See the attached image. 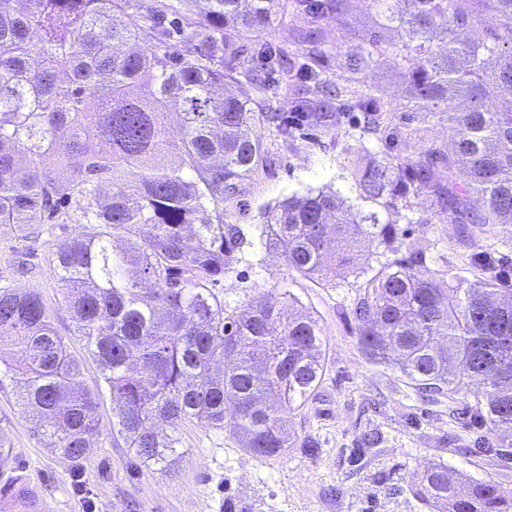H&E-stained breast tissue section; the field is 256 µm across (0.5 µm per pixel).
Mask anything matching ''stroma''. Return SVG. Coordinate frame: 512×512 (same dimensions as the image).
I'll list each match as a JSON object with an SVG mask.
<instances>
[{"instance_id": "obj_1", "label": "stroma", "mask_w": 512, "mask_h": 512, "mask_svg": "<svg viewBox=\"0 0 512 512\" xmlns=\"http://www.w3.org/2000/svg\"><path fill=\"white\" fill-rule=\"evenodd\" d=\"M347 3V9L318 20L303 10L273 17L261 39L277 44L287 31L318 28L332 50L323 68L334 77L361 57L366 39L377 38L386 53L367 79L386 100L405 103L398 61L414 41L402 21L403 0ZM259 134L269 150L268 161L224 199V221L238 226L242 243L234 270L213 291L229 315L246 308L258 292L287 291L317 320L325 371L305 405L288 417L298 447L259 458L241 448L230 431L193 423L180 430L178 464L167 470L144 466L113 433L112 405L107 402L99 436L75 463L34 432L18 403L15 382L5 378L0 380V447L8 451L7 466L20 473L26 494L36 500L39 512H226L231 502L249 506L251 512H429L415 487L432 463L446 465L451 476L487 481L512 494V460L479 450L481 431L464 413L468 396L421 400L395 370L368 362L352 314L367 279L395 258L419 253L436 268L445 263L462 266L460 225L448 223L429 196H418L399 210L360 199L346 172L358 148L379 157L390 149L363 136L352 115L341 116L331 129L307 128L290 141L266 128ZM325 188L334 189L344 204L375 212L381 223L397 229L391 248L352 251L345 277L334 283L290 269L280 252L266 248L261 235L269 206L294 193ZM75 230L69 224L43 233L33 244L38 267L24 277L6 259L9 247L19 242L17 233L0 230V286L38 293L72 352L82 357L85 345L71 333L61 284L47 261ZM370 431L379 433V444L351 464V448ZM307 442L316 446L315 454L304 451Z\"/></svg>"}]
</instances>
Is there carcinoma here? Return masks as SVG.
I'll list each match as a JSON object with an SVG mask.
<instances>
[{
  "instance_id": "cac0c4a2",
  "label": "carcinoma",
  "mask_w": 512,
  "mask_h": 512,
  "mask_svg": "<svg viewBox=\"0 0 512 512\" xmlns=\"http://www.w3.org/2000/svg\"><path fill=\"white\" fill-rule=\"evenodd\" d=\"M406 2L409 32L422 39L401 57L407 103L425 123L448 115L444 147L394 126L398 107L365 76L380 43L332 80L317 29L277 46L260 40L272 16L291 7L320 19L338 9L332 0H0V228L35 238L45 224L82 225L49 262L112 396L116 434L142 463L174 462L178 430L194 421L229 429L254 456L294 447L288 414L324 371L317 322L285 293L260 292L226 315L210 285L237 262L224 187L266 164L257 128L288 140L300 122L330 128L341 112L360 113L363 134L399 144L353 165L360 198L397 210L433 195L462 225L472 274L416 254L386 264L354 304L361 349L423 397L470 386V418L490 435L481 443L512 455V255L484 243L512 236V0ZM484 11L491 44H457L454 27ZM142 43L153 51L139 52ZM244 85L248 96L236 91ZM281 94L292 96V120L274 105ZM473 194L482 211L470 217ZM263 234L290 268L333 282L351 248L388 247L396 228L318 190L269 208ZM9 262L21 276L35 270L24 249ZM0 366L18 379L36 432L79 461L98 431L101 394L82 386L83 361L23 288L0 287ZM160 420L172 433H158ZM416 494L433 512H512L496 485L454 481L440 463Z\"/></svg>"
}]
</instances>
